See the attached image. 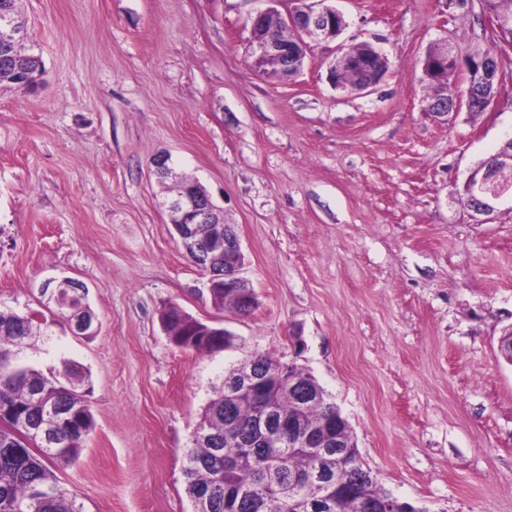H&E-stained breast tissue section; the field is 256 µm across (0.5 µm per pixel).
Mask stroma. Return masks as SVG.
<instances>
[{
	"instance_id": "35a3bbf8",
	"label": "stroma",
	"mask_w": 512,
	"mask_h": 512,
	"mask_svg": "<svg viewBox=\"0 0 512 512\" xmlns=\"http://www.w3.org/2000/svg\"><path fill=\"white\" fill-rule=\"evenodd\" d=\"M348 21L267 78L249 18L265 0H18L44 72L0 84V309L34 316L33 358L84 375L95 427L58 466L83 512H192L184 453L225 373L252 353L310 372L364 467L424 512H512V212L472 217L468 174L512 137V50L483 112L427 113L428 49L493 43L443 0H333ZM361 44L389 69L370 92L328 70ZM167 153L235 226L256 298L214 306L163 205ZM87 289L72 335L45 281ZM178 305L232 335L173 345Z\"/></svg>"
}]
</instances>
